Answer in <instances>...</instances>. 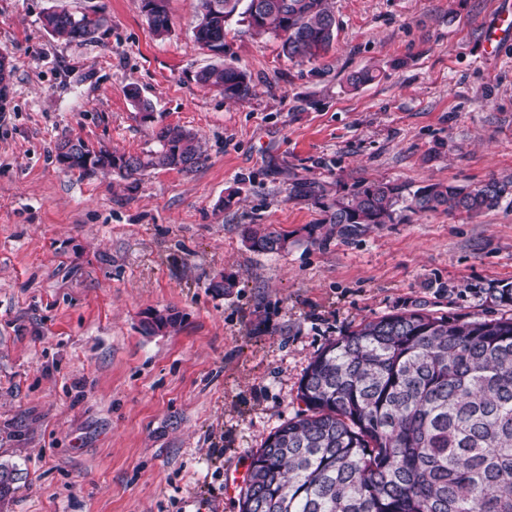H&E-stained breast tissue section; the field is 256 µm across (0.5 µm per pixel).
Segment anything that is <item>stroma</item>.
<instances>
[{
  "label": "stroma",
  "instance_id": "1",
  "mask_svg": "<svg viewBox=\"0 0 512 512\" xmlns=\"http://www.w3.org/2000/svg\"><path fill=\"white\" fill-rule=\"evenodd\" d=\"M330 2L333 49L297 62L234 20L216 57L194 40L198 0H169L162 37L141 0H0L13 60L0 102V466L14 478L0 512H239L226 472L247 471L303 410L300 379L330 340L419 302L500 314L491 290L512 283L511 206L343 239L290 188L512 176V30L479 51L501 0ZM55 7L98 20L94 39L46 31ZM220 61L247 72L251 95L197 83ZM366 67L377 79L351 90ZM157 125L197 133L202 166L133 183L57 162L65 137L150 153ZM247 227L290 246L254 251ZM223 274L231 293L210 286ZM154 314L176 327L146 332Z\"/></svg>",
  "mask_w": 512,
  "mask_h": 512
}]
</instances>
